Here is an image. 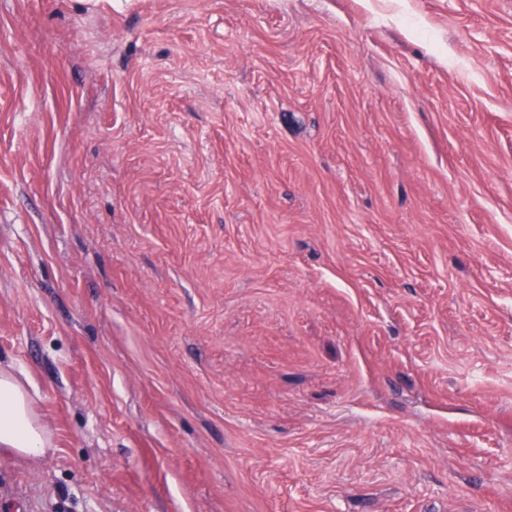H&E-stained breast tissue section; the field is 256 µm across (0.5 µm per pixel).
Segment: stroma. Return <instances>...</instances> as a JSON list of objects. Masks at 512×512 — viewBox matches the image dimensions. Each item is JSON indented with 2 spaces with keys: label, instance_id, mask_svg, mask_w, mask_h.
Here are the masks:
<instances>
[{
  "label": "stroma",
  "instance_id": "35a3bbf8",
  "mask_svg": "<svg viewBox=\"0 0 512 512\" xmlns=\"http://www.w3.org/2000/svg\"><path fill=\"white\" fill-rule=\"evenodd\" d=\"M0 512H512V0H0ZM0 447L36 460L53 447L52 435L34 406L24 380L0 367Z\"/></svg>",
  "mask_w": 512,
  "mask_h": 512
}]
</instances>
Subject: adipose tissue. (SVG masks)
<instances>
[{
	"mask_svg": "<svg viewBox=\"0 0 512 512\" xmlns=\"http://www.w3.org/2000/svg\"><path fill=\"white\" fill-rule=\"evenodd\" d=\"M52 435L16 371L0 367V447L37 459L52 448Z\"/></svg>",
	"mask_w": 512,
	"mask_h": 512,
	"instance_id": "ef3b65f1",
	"label": "adipose tissue"
}]
</instances>
